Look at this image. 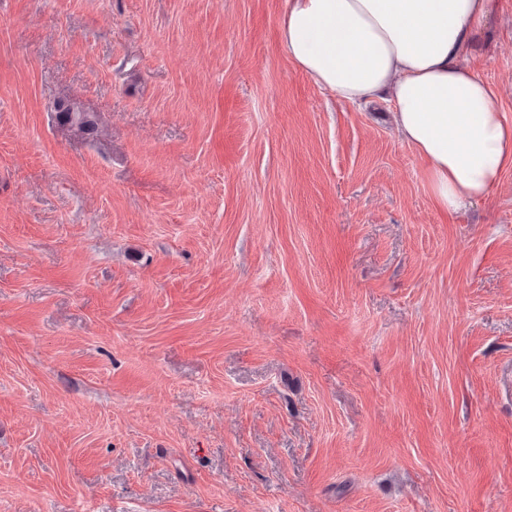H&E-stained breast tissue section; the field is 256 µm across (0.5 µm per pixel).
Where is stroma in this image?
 <instances>
[{
	"label": "stroma",
	"mask_w": 512,
	"mask_h": 512,
	"mask_svg": "<svg viewBox=\"0 0 512 512\" xmlns=\"http://www.w3.org/2000/svg\"><path fill=\"white\" fill-rule=\"evenodd\" d=\"M286 6L0 0V512H512V170L441 212ZM462 61L512 121V0Z\"/></svg>",
	"instance_id": "obj_1"
}]
</instances>
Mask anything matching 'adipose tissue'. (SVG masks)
I'll return each mask as SVG.
<instances>
[{
	"mask_svg": "<svg viewBox=\"0 0 512 512\" xmlns=\"http://www.w3.org/2000/svg\"><path fill=\"white\" fill-rule=\"evenodd\" d=\"M495 0H288L281 40L336 99L380 95L427 163L435 202L454 212L512 169V122L494 87L459 63Z\"/></svg>",
	"mask_w": 512,
	"mask_h": 512,
	"instance_id": "adipose-tissue-1",
	"label": "adipose tissue"
}]
</instances>
